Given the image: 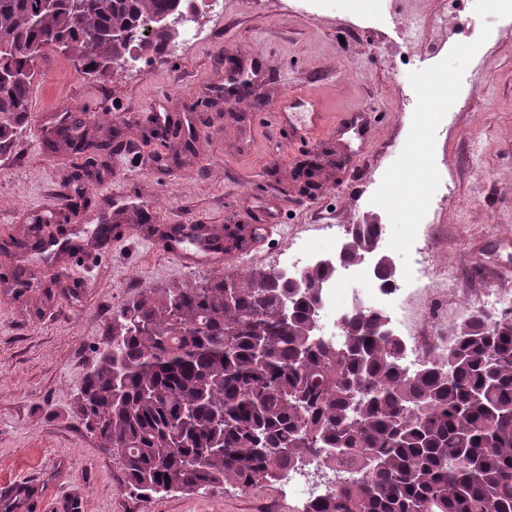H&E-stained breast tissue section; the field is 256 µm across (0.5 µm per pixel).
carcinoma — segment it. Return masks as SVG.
I'll return each mask as SVG.
<instances>
[{
    "instance_id": "1",
    "label": "carcinoma",
    "mask_w": 512,
    "mask_h": 512,
    "mask_svg": "<svg viewBox=\"0 0 512 512\" xmlns=\"http://www.w3.org/2000/svg\"><path fill=\"white\" fill-rule=\"evenodd\" d=\"M184 11L175 0H59L42 14L40 0H0V72L10 76L0 82V155L29 118L34 56L64 41L76 69L104 83L112 65L179 38L177 26L144 35L145 18ZM81 124L60 125L51 146L122 149L76 134ZM376 233L358 225L341 260L361 261ZM327 273L146 288L112 312V349L84 378L78 412L105 447L121 445L129 486L269 485L327 448L357 473L310 512H512V315L467 318L448 330L440 364L405 375L403 344L375 313L348 315L336 344L314 341L306 294Z\"/></svg>"
}]
</instances>
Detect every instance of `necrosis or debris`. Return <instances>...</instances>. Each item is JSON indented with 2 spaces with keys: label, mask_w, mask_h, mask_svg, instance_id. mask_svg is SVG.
<instances>
[{
  "label": "necrosis or debris",
  "mask_w": 512,
  "mask_h": 512,
  "mask_svg": "<svg viewBox=\"0 0 512 512\" xmlns=\"http://www.w3.org/2000/svg\"><path fill=\"white\" fill-rule=\"evenodd\" d=\"M440 202L441 197L435 192L422 197L412 208L413 226L403 237L395 236L393 225H379V246L402 250L414 263L413 269L397 270L394 280H381L375 268L364 262H339L337 245L353 232L350 224L322 225L327 247H320L316 239L302 237L278 256L275 272L291 280L307 268L325 263L332 266L331 274L322 283L316 308L318 340L341 341L342 317L362 308L382 316L387 329L402 341L400 371L415 374L438 362L448 347V308L458 305L463 296L447 268L431 267V245L421 241L416 230ZM349 477V472L336 469L322 455L283 472L279 481L296 501L298 512H308L310 505L331 495Z\"/></svg>",
  "instance_id": "4bbe7bcc"
}]
</instances>
